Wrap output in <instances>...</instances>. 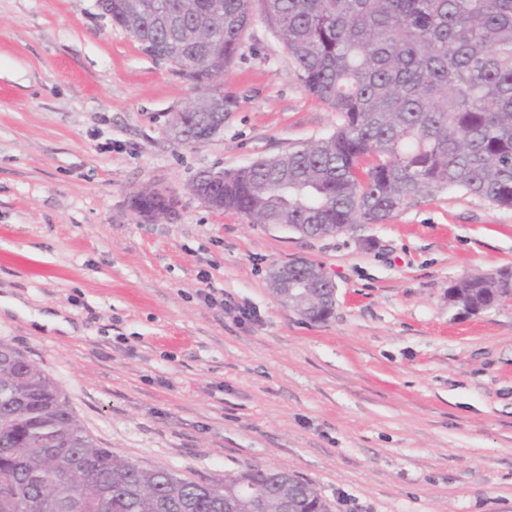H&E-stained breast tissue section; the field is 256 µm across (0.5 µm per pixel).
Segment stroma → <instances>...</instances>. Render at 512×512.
Here are the masks:
<instances>
[{
	"mask_svg": "<svg viewBox=\"0 0 512 512\" xmlns=\"http://www.w3.org/2000/svg\"><path fill=\"white\" fill-rule=\"evenodd\" d=\"M219 85L237 99L223 132L178 143L174 113L204 92L179 67L95 0H0V297L74 327L0 314V340L141 466L287 469L331 512H512V302L448 304L463 277L512 266V210L446 191L307 237L212 209L189 192L200 171L336 128L262 18ZM150 189L179 197L177 223L130 209ZM293 260L335 281L328 320L272 293V266Z\"/></svg>",
	"mask_w": 512,
	"mask_h": 512,
	"instance_id": "1",
	"label": "stroma"
}]
</instances>
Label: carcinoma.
Here are the masks:
<instances>
[{"label": "carcinoma", "mask_w": 512, "mask_h": 512, "mask_svg": "<svg viewBox=\"0 0 512 512\" xmlns=\"http://www.w3.org/2000/svg\"><path fill=\"white\" fill-rule=\"evenodd\" d=\"M104 16L146 53L165 45L200 83L221 77L255 15L272 24L301 85L336 130L273 158L194 180L215 208L256 224L327 236L383 224L444 190L512 209V0H103ZM222 90L173 125L191 132L229 112ZM168 208L165 191L138 197ZM512 300V269L467 277L448 304ZM261 486V512H329L286 470L248 466L220 483L119 460L80 426L57 384L0 340V512H254L231 500Z\"/></svg>", "instance_id": "carcinoma-1"}]
</instances>
